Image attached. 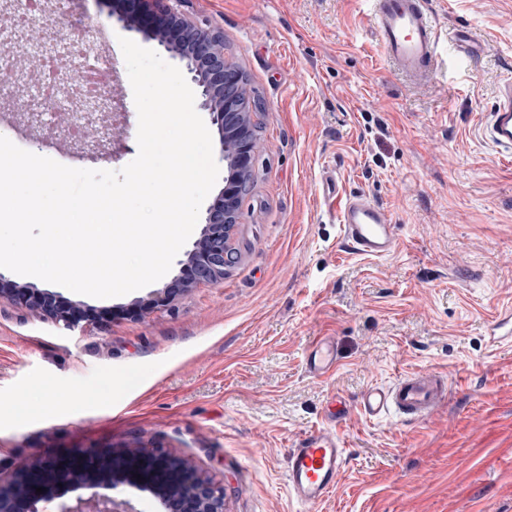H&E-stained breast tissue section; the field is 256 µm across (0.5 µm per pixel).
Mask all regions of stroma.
Returning a JSON list of instances; mask_svg holds the SVG:
<instances>
[{"instance_id":"1","label":"stroma","mask_w":512,"mask_h":512,"mask_svg":"<svg viewBox=\"0 0 512 512\" xmlns=\"http://www.w3.org/2000/svg\"><path fill=\"white\" fill-rule=\"evenodd\" d=\"M441 28H466L487 52L477 71L443 44L414 84L385 62L368 0H184L197 24L224 33L247 79L258 126L250 189L232 230L238 251L222 281L199 284L144 314L149 288L94 298L25 275L90 317L67 327L0 298V475L27 457L157 448L224 486V512H298L287 454L326 423L332 397L346 472L321 512H512V343L490 347L496 308L512 302V159L483 130L512 70V0H429ZM69 25L55 26L57 10ZM117 0H44L43 40L85 21L108 60L99 80L122 117L95 153L27 120L26 80L39 64L13 50L15 84L0 130L63 165L118 171L138 154V113L120 38L160 51L119 21ZM161 57L173 66L180 59ZM347 191L387 207L398 252L347 254L321 196L327 170ZM336 342L335 373L315 378L305 350ZM432 370L446 405L418 424L372 420L373 384ZM139 371L140 382L127 384ZM112 384L104 404L84 386ZM31 415L15 420L20 401Z\"/></svg>"}]
</instances>
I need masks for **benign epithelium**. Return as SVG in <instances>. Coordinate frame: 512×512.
<instances>
[{"label": "benign epithelium", "mask_w": 512, "mask_h": 512, "mask_svg": "<svg viewBox=\"0 0 512 512\" xmlns=\"http://www.w3.org/2000/svg\"><path fill=\"white\" fill-rule=\"evenodd\" d=\"M171 0H121L120 19L132 29L148 28L150 36L184 62L202 106L213 115L220 133L219 151L227 170L220 198L207 209L199 238L179 273L165 288L151 293L145 309L165 305L177 293L195 284H214L224 278L230 254L224 251V204L236 205L242 189L236 172L248 169L256 144L232 137L231 128L241 116L239 72L224 58V34L198 26L170 5ZM9 295L68 326L85 310L64 305L49 290L19 288L0 273V296ZM135 488L155 498L162 512H224V486L202 477L190 461L157 449L128 454H79L68 458L33 457L25 460L7 480L0 477V512H136L130 501L106 491ZM44 492H36L37 488Z\"/></svg>", "instance_id": "benign-epithelium-1"}]
</instances>
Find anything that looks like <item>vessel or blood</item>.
<instances>
[{"mask_svg": "<svg viewBox=\"0 0 512 512\" xmlns=\"http://www.w3.org/2000/svg\"><path fill=\"white\" fill-rule=\"evenodd\" d=\"M371 20L388 63L411 81H425L437 61L441 30L432 19L426 0H371ZM458 59L477 62L485 52L471 34L456 29L450 33ZM502 153L512 156V77L504 80L486 127ZM323 196L336 215L343 247L351 254L384 258L399 245V227L387 208L361 192L340 193L335 174H326ZM491 342L512 341V304L494 316ZM337 358L329 338L316 339L306 359L308 373L316 377L335 371ZM448 380L437 372H408L390 385H372L363 393L361 410L377 418L393 414L423 422L438 412L448 397ZM345 443L334 424L302 436L288 451V490L305 512H318L345 471Z\"/></svg>", "mask_w": 512, "mask_h": 512, "instance_id": "1", "label": "vessel or blood"}]
</instances>
